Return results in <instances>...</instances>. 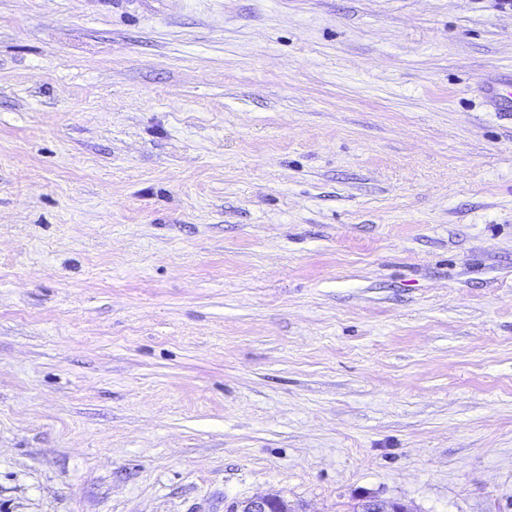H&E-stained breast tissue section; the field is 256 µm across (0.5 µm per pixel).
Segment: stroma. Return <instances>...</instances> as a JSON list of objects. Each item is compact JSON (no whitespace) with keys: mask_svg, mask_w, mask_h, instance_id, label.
<instances>
[{"mask_svg":"<svg viewBox=\"0 0 512 512\" xmlns=\"http://www.w3.org/2000/svg\"><path fill=\"white\" fill-rule=\"evenodd\" d=\"M512 6L0 0V512H512ZM277 506L278 511L276 512H288L292 511L288 509L285 501L277 496L267 495L262 497H256L247 499L237 505L234 512H272V507Z\"/></svg>","mask_w":512,"mask_h":512,"instance_id":"1","label":"stroma"}]
</instances>
